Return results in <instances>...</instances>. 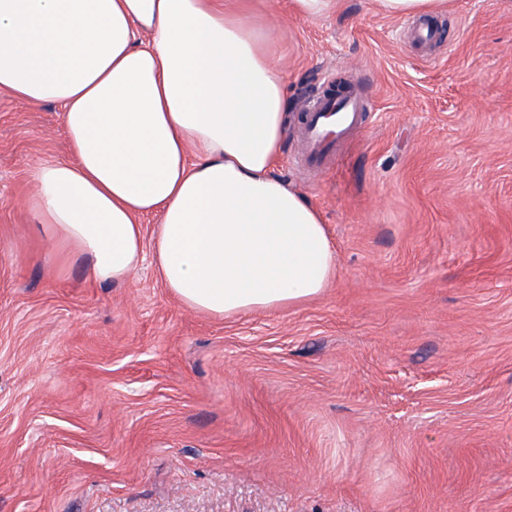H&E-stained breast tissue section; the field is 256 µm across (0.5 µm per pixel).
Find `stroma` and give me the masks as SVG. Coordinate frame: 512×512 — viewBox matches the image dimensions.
I'll use <instances>...</instances> for the list:
<instances>
[{
    "mask_svg": "<svg viewBox=\"0 0 512 512\" xmlns=\"http://www.w3.org/2000/svg\"><path fill=\"white\" fill-rule=\"evenodd\" d=\"M288 87L275 170L321 211L336 277L214 317L150 260L58 267L27 205L69 157L58 106L0 92V512H512V0H455L439 39L371 0H259ZM373 110L299 165L327 74ZM343 0H290L292 11L300 16L321 17L336 14Z\"/></svg>",
    "mask_w": 512,
    "mask_h": 512,
    "instance_id": "35a3bbf8",
    "label": "stroma"
}]
</instances>
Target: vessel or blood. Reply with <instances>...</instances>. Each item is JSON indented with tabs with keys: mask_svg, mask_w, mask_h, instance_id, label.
<instances>
[{
	"mask_svg": "<svg viewBox=\"0 0 512 512\" xmlns=\"http://www.w3.org/2000/svg\"><path fill=\"white\" fill-rule=\"evenodd\" d=\"M366 110L367 102L356 90L337 97L319 95L300 115L305 149L302 165L314 170L324 168L348 132L361 125Z\"/></svg>",
	"mask_w": 512,
	"mask_h": 512,
	"instance_id": "vessel-or-blood-1",
	"label": "vessel or blood"
}]
</instances>
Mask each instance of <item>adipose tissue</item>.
<instances>
[{
  "label": "adipose tissue",
  "mask_w": 512,
  "mask_h": 512,
  "mask_svg": "<svg viewBox=\"0 0 512 512\" xmlns=\"http://www.w3.org/2000/svg\"><path fill=\"white\" fill-rule=\"evenodd\" d=\"M249 0H0V91L59 105L71 148L32 170L27 203L57 256L129 280L141 220L189 309L296 306L336 276L323 217L274 174L287 86Z\"/></svg>",
  "instance_id": "obj_1"
}]
</instances>
